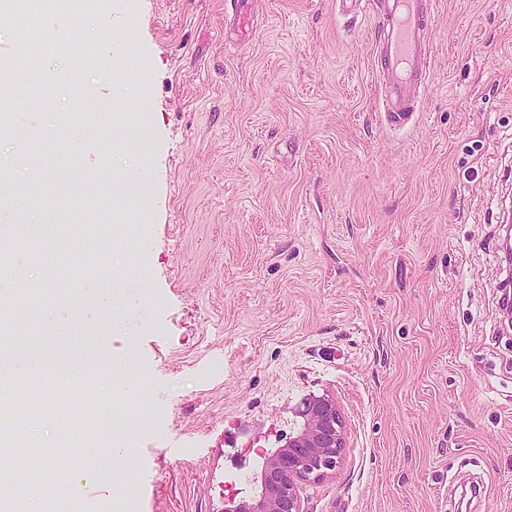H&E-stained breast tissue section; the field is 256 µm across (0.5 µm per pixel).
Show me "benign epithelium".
Returning <instances> with one entry per match:
<instances>
[{"mask_svg": "<svg viewBox=\"0 0 512 512\" xmlns=\"http://www.w3.org/2000/svg\"><path fill=\"white\" fill-rule=\"evenodd\" d=\"M299 427L288 442L268 453L253 477L256 491L228 498L224 512H303L299 484L318 481L336 468L346 441L336 399L310 396L295 409Z\"/></svg>", "mask_w": 512, "mask_h": 512, "instance_id": "obj_1", "label": "benign epithelium"}]
</instances>
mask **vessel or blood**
I'll use <instances>...</instances> for the list:
<instances>
[{
    "instance_id": "1",
    "label": "vessel or blood",
    "mask_w": 512,
    "mask_h": 512,
    "mask_svg": "<svg viewBox=\"0 0 512 512\" xmlns=\"http://www.w3.org/2000/svg\"><path fill=\"white\" fill-rule=\"evenodd\" d=\"M252 0H233L239 43L252 36ZM343 9L369 6L376 17L379 108L385 124L401 127L419 112L430 73L434 0H339Z\"/></svg>"
}]
</instances>
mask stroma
Segmentation results:
<instances>
[{
	"instance_id": "1",
	"label": "stroma",
	"mask_w": 512,
	"mask_h": 512,
	"mask_svg": "<svg viewBox=\"0 0 512 512\" xmlns=\"http://www.w3.org/2000/svg\"><path fill=\"white\" fill-rule=\"evenodd\" d=\"M249 43L224 40L230 0H135V77L149 125L138 271L142 303L125 320L144 375L103 371L101 428L59 420L33 432L61 448L93 442L105 475L93 495L32 475L14 512H222L249 494L263 452L295 434V409L331 395L345 426L335 470L302 484L304 512H512V333L498 318L499 221L512 205V0H436L422 106L390 129L376 101L375 23L337 0H253ZM55 31L29 69L41 106L17 89L9 111L25 136L0 137V168L26 179L30 140L94 162L102 129L127 117L106 105L98 63L112 48L95 24L32 6L0 26L16 55L29 15ZM42 211L54 228L15 284L31 290L12 339L44 354L51 330L88 352L112 331L79 293L46 285L91 272L88 237L134 223L45 154ZM156 425L130 431L144 385Z\"/></svg>"
}]
</instances>
